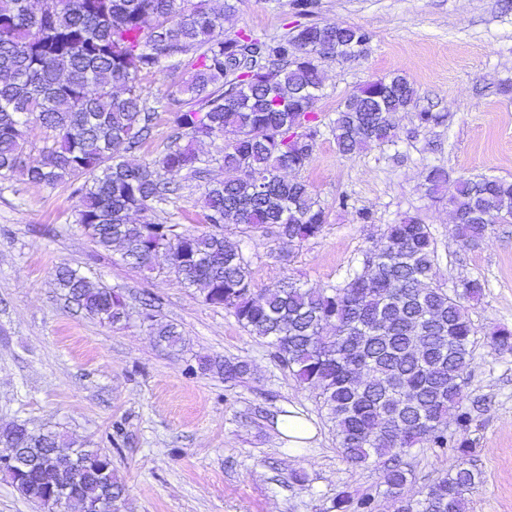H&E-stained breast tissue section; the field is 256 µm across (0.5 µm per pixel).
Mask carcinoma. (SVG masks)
Here are the masks:
<instances>
[{
    "label": "carcinoma",
    "instance_id": "cac0c4a2",
    "mask_svg": "<svg viewBox=\"0 0 512 512\" xmlns=\"http://www.w3.org/2000/svg\"><path fill=\"white\" fill-rule=\"evenodd\" d=\"M234 9L233 0H0V177L69 185L84 234L104 251L120 246L131 265L154 270L152 250L162 246L170 273L265 340L274 359L317 392L344 459L380 474L373 492L338 493L334 512H380L384 500L392 512H467L481 473L472 442L448 432V420L465 433L484 406L482 397L464 404L476 330L463 302L479 300L482 284L468 280L451 294L434 284L436 243L414 216L387 225L360 267L324 287L283 279L257 294L249 259L224 237L226 226L272 228L299 246L322 232L325 208L306 183L282 173L303 169L324 134L313 111L324 85L320 60L334 50L345 61L364 56L371 34L311 22L282 37H226L224 15ZM174 66L188 74L169 94L174 144L151 163L131 164L121 154L138 150L156 120L142 76ZM416 100L404 75L366 82L337 107L329 126L336 150L393 141L395 116ZM32 122L45 130L38 148L27 139ZM216 137L224 138V179L207 183L203 196L215 231L185 234L156 221L180 180L207 179L197 144ZM448 182V170L435 166L426 193ZM448 204L455 240L474 246L488 218H512V182L459 178ZM54 281L88 317L108 325L124 318L120 294L78 270L59 267ZM151 329L160 343H181L172 324L154 320ZM491 336L496 349L512 350L511 329ZM219 369L236 381L248 366L226 360ZM0 444L41 460L42 471L27 479L0 475L45 512L52 487L63 491L67 512H99L105 492L114 507L125 494L110 453L77 448L56 430L14 421L0 427ZM415 447L448 451L456 464L409 498L404 457Z\"/></svg>",
    "mask_w": 512,
    "mask_h": 512
}]
</instances>
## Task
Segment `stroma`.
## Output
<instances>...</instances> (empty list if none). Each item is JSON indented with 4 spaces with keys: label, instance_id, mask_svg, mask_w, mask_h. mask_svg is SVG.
Wrapping results in <instances>:
<instances>
[{
    "label": "stroma",
    "instance_id": "35a3bbf8",
    "mask_svg": "<svg viewBox=\"0 0 512 512\" xmlns=\"http://www.w3.org/2000/svg\"><path fill=\"white\" fill-rule=\"evenodd\" d=\"M311 21L373 34L360 59L321 60L324 87L314 110L323 122L365 82L394 73L414 82L416 108L398 114L394 142L343 156L326 134L309 164L288 172L324 207L320 236L293 250L270 231L231 226L225 236L250 258L259 291L287 277L310 286L341 282L386 225L407 215L428 224L436 284L485 285L481 300L466 305L476 336L465 393L487 399L466 433L482 472L467 512H512V351L491 343L497 327L512 328V221H491L478 246L463 248L447 196L424 193L435 165L455 178L512 181V0H317L308 16L294 0H236L224 33L281 36ZM182 77L179 69L143 76L157 120L130 162H152L169 144L175 126L166 96ZM424 109L443 122L420 127L416 114ZM203 192V183L186 182L157 219L182 233L207 231ZM341 195L348 208L337 206ZM76 209L67 186L0 179V425L48 426L109 452L126 485L121 512H330L338 492L376 487L378 471L343 459L315 393L298 385L266 342L167 274L165 255L149 272L119 250L97 248L76 224ZM60 266L119 292L125 318L104 325L67 306L54 285ZM149 292L158 298L152 309L144 304ZM151 314L177 324L182 347L157 342ZM227 359L247 362L248 375L225 382L215 366ZM291 411L317 429L306 447H289L277 428ZM406 461L405 492L416 498L455 459L416 448Z\"/></svg>",
    "mask_w": 512,
    "mask_h": 512
}]
</instances>
